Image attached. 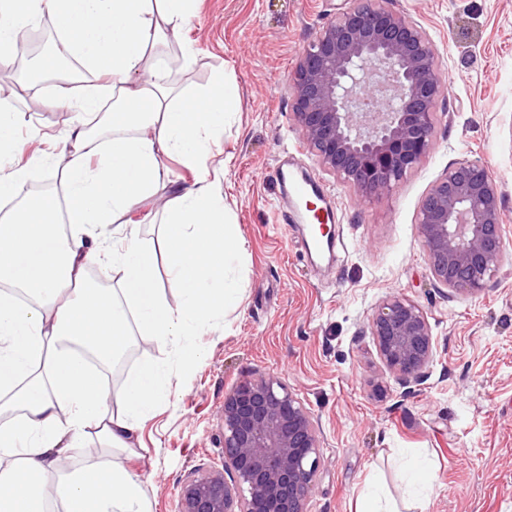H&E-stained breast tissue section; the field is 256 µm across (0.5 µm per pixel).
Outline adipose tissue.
<instances>
[{"label":"adipose tissue","mask_w":512,"mask_h":512,"mask_svg":"<svg viewBox=\"0 0 512 512\" xmlns=\"http://www.w3.org/2000/svg\"><path fill=\"white\" fill-rule=\"evenodd\" d=\"M198 0H0V64H11L18 38L51 17L63 51L103 76L73 100L48 106L96 114L112 93V140L90 163L85 123H76L59 152L0 173V199L20 183L62 169L61 194L43 193L0 216V512H50L44 475L65 471L64 512H149L140 478L119 455L131 452L142 419L164 392L159 369L129 377L111 412L89 357L123 350L133 329L160 345L210 327L241 299L228 273L240 234L224 196L200 178L159 198L164 158L203 170L216 136L233 117L236 92L223 78L189 93L165 82L157 50L187 25ZM159 201L161 240L127 221L137 205ZM69 233H60V225ZM165 261L179 294L169 303L157 284ZM115 272L112 288H86L89 267ZM105 440L109 460L66 471L64 449L88 434Z\"/></svg>","instance_id":"adipose-tissue-1"}]
</instances>
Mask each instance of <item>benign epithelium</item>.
<instances>
[{
  "instance_id": "1",
  "label": "benign epithelium",
  "mask_w": 512,
  "mask_h": 512,
  "mask_svg": "<svg viewBox=\"0 0 512 512\" xmlns=\"http://www.w3.org/2000/svg\"><path fill=\"white\" fill-rule=\"evenodd\" d=\"M444 75L411 18L357 6L320 30L290 85L293 117L318 166L380 198L433 149ZM418 233L435 282L481 291L506 256L502 188L477 161L456 163L426 193ZM377 354L403 387L425 378L436 341L415 301L386 297L368 323ZM224 468L187 480L181 512H307L321 467L318 421L273 376L239 382L221 413Z\"/></svg>"
}]
</instances>
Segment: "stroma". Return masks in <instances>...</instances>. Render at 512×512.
I'll use <instances>...</instances> for the list:
<instances>
[{"label": "stroma", "instance_id": "35a3bbf8", "mask_svg": "<svg viewBox=\"0 0 512 512\" xmlns=\"http://www.w3.org/2000/svg\"><path fill=\"white\" fill-rule=\"evenodd\" d=\"M357 0H200L170 40L168 83L199 89L227 76L239 107L208 163L239 227L243 252L231 262L240 306L212 329L166 347L132 336L117 376L120 393L142 367H159L166 392L142 420L128 460L150 512H179L188 479L221 468L220 415L237 383L274 375L305 404L322 432L323 465L308 512H356L373 481L404 496L402 464L418 455L433 488L422 512H512V260L475 296L436 283L418 234L422 199L457 162L484 164L503 191L512 241V0H386L416 21L437 49L445 76L434 148L392 192L363 200L322 172L295 125L289 82L308 43ZM44 81L12 89L15 135L48 148L78 122L45 106L77 96ZM322 186L339 220L343 248L308 259L299 225L279 221L283 155ZM403 295L427 313L437 350L422 384L405 389L385 371L368 318L385 297ZM200 349L185 367L183 346Z\"/></svg>", "mask_w": 512, "mask_h": 512}]
</instances>
